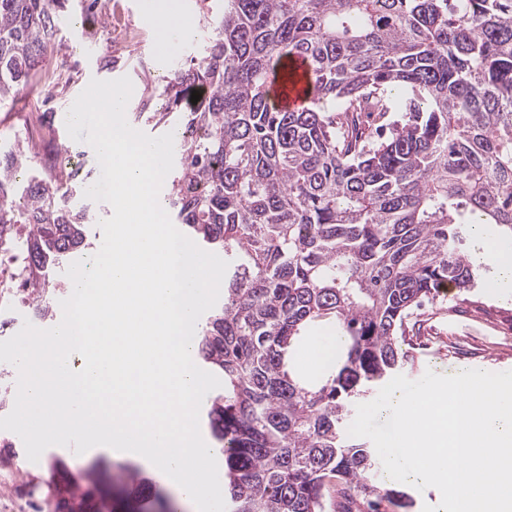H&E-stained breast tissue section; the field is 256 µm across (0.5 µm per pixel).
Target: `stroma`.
<instances>
[{
  "label": "stroma",
  "instance_id": "35a3bbf8",
  "mask_svg": "<svg viewBox=\"0 0 512 512\" xmlns=\"http://www.w3.org/2000/svg\"><path fill=\"white\" fill-rule=\"evenodd\" d=\"M126 26L139 30L137 41L125 39L121 31H112L108 53L117 62L112 68L102 66L100 60H87L85 45L97 44L98 34L89 27L90 14L84 13L80 0H72L60 22L56 39L57 49L48 56L44 67H56L68 61L75 68L73 81L61 85L51 104L52 112L74 103L91 79L113 80L129 77L134 91L127 105L128 123L149 136L157 137L176 131L178 115H171L168 123L159 124L149 114H137L136 109L157 85L160 78L171 76L157 61L155 21L150 13L151 0H118ZM36 93L21 91L13 102L12 111L0 109V151L11 152L20 146L42 150L44 145L61 146L63 142L59 121H52L34 139H26L21 132L24 111L36 104ZM406 336L412 343L415 359L402 368L404 376H412L422 366L427 353H435L436 360L447 371L465 369L490 370L493 359H504L512 365V287L474 289L468 297L455 291H440L421 309L414 311L408 321ZM136 475L127 480L114 499L131 504L136 512H158L159 497L172 494L173 488L158 473L143 465H136ZM27 474L20 463L0 469V512H39L42 503L24 493Z\"/></svg>",
  "mask_w": 512,
  "mask_h": 512
}]
</instances>
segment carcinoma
Returning a JSON list of instances; mask_svg holds the SVG:
<instances>
[{"label": "carcinoma", "mask_w": 512, "mask_h": 512, "mask_svg": "<svg viewBox=\"0 0 512 512\" xmlns=\"http://www.w3.org/2000/svg\"><path fill=\"white\" fill-rule=\"evenodd\" d=\"M68 2L0 0V107L55 50ZM204 20L211 38L157 89L155 117L183 110L174 223L233 266L197 341L224 376L207 418L231 512L410 507L369 477L351 407L410 361L413 308L486 281L476 226L512 237V0H224ZM296 56L314 96L279 111ZM73 185L67 159L50 175L21 147L0 162V234L24 227L43 316L54 270L84 246ZM330 320L340 366L301 371L296 352ZM85 479L79 512H114Z\"/></svg>", "instance_id": "carcinoma-1"}]
</instances>
